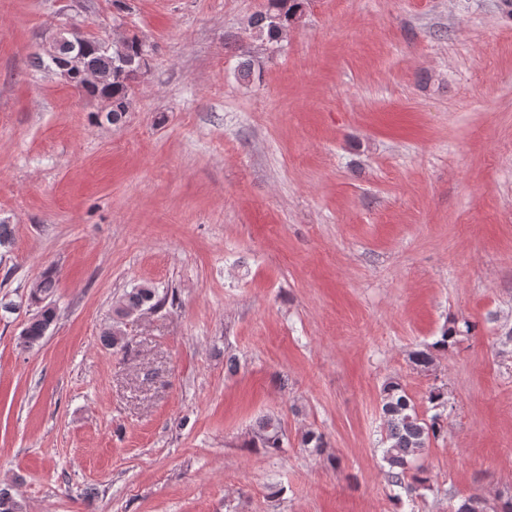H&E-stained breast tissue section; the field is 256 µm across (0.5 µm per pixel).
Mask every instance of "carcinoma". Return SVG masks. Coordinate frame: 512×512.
<instances>
[{
	"instance_id": "carcinoma-1",
	"label": "carcinoma",
	"mask_w": 512,
	"mask_h": 512,
	"mask_svg": "<svg viewBox=\"0 0 512 512\" xmlns=\"http://www.w3.org/2000/svg\"><path fill=\"white\" fill-rule=\"evenodd\" d=\"M304 10V0H267L264 10L251 20L255 35L264 40L277 41L295 24ZM152 46L139 35L132 33L107 43L92 41L83 47L75 41L54 43V55L36 56L37 66L59 75L77 91L106 104V118L117 124L129 111L134 94V83L147 65ZM54 287L51 276H42L29 296L37 311L28 319L21 334L20 345L32 348L42 341L55 319V311L43 304ZM169 295L159 293L151 285L143 284L127 292L114 311L112 327L103 332V341L112 348L125 349L128 341L123 326L132 315L142 310L164 307ZM458 328L451 325L428 347L410 354L412 363L428 371L435 363V353L448 349L456 341ZM429 403L436 413L428 418L421 416L417 405L404 386L396 379L387 380L381 391V412L384 434L381 438L382 461L386 463L385 478L398 493L393 496L395 505L403 499H413L417 492L430 486L431 476L427 467L418 463L431 442L447 432L443 409L448 397L441 389L429 392ZM256 438L260 447L277 451L283 447L284 435L280 420L267 416L258 422ZM487 500L471 495L462 500L454 512H488ZM0 512H23L22 503L8 490L0 488Z\"/></svg>"
}]
</instances>
